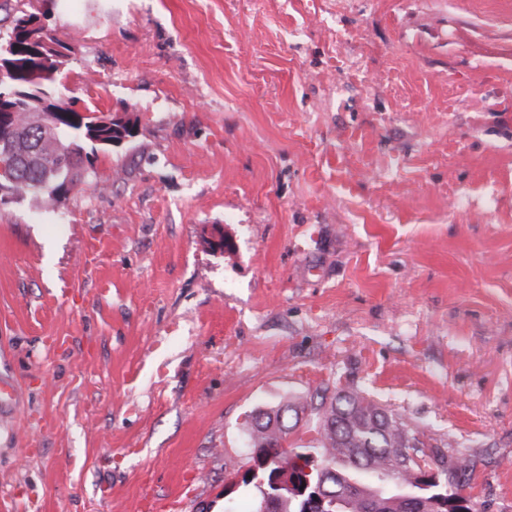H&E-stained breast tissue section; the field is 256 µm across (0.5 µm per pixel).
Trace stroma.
<instances>
[{
  "mask_svg": "<svg viewBox=\"0 0 512 512\" xmlns=\"http://www.w3.org/2000/svg\"><path fill=\"white\" fill-rule=\"evenodd\" d=\"M138 121L0 204V512H224L256 409L358 390L512 512V0H55ZM224 232L232 251H212ZM21 400L18 385L10 378L0 376V415L5 418L17 409Z\"/></svg>",
  "mask_w": 512,
  "mask_h": 512,
  "instance_id": "stroma-1",
  "label": "stroma"
}]
</instances>
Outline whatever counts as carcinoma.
<instances>
[{
    "instance_id": "cac0c4a2",
    "label": "carcinoma",
    "mask_w": 512,
    "mask_h": 512,
    "mask_svg": "<svg viewBox=\"0 0 512 512\" xmlns=\"http://www.w3.org/2000/svg\"><path fill=\"white\" fill-rule=\"evenodd\" d=\"M16 84L24 95L40 100L44 91L54 96L60 111L3 112L0 122L15 124L25 135L14 141L12 150L18 158L19 169L14 182L8 184L12 194L24 196L36 193L44 204L56 206L61 197L86 182L89 170L71 168L69 157L96 154L87 134L91 120L81 119L72 107L78 100L62 96L56 84L30 88L26 78L18 76ZM41 146L45 159L37 162L30 158L31 149ZM314 415L319 446L301 448L296 458L309 463H325L329 469L320 474L313 471L311 482L323 481L336 492V512H449L450 503L468 492L470 485L443 476L434 460L417 463L411 455L419 453L422 445L416 432L394 414L388 413L372 399L355 390H341L331 399L321 396L318 406L300 401L257 409L245 421L250 452L269 462L262 471L265 484L243 477L238 489L257 491L252 512H304L303 499H281L264 504L263 488L270 486L281 466L297 463L282 454L281 441L300 422L305 412Z\"/></svg>"
}]
</instances>
